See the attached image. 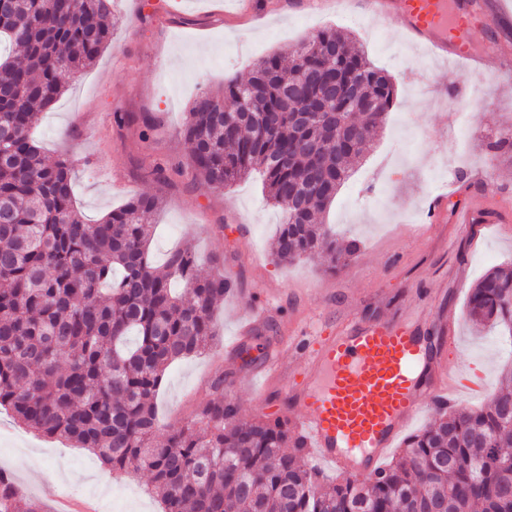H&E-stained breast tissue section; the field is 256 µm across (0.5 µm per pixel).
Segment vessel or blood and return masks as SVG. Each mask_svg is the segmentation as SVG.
<instances>
[{
  "mask_svg": "<svg viewBox=\"0 0 512 512\" xmlns=\"http://www.w3.org/2000/svg\"><path fill=\"white\" fill-rule=\"evenodd\" d=\"M368 19L392 21L433 55L483 76L512 67V0H360ZM483 29V47L448 38L451 26ZM291 349L302 361L283 388L300 413L298 431L321 462L356 477L375 475L424 403L455 402L447 370L416 320L348 321L329 336L300 331Z\"/></svg>",
  "mask_w": 512,
  "mask_h": 512,
  "instance_id": "1",
  "label": "vessel or blood"
}]
</instances>
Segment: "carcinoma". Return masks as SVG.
<instances>
[{
  "instance_id": "cac0c4a2",
  "label": "carcinoma",
  "mask_w": 512,
  "mask_h": 512,
  "mask_svg": "<svg viewBox=\"0 0 512 512\" xmlns=\"http://www.w3.org/2000/svg\"><path fill=\"white\" fill-rule=\"evenodd\" d=\"M112 0H15L0 19V407L26 427L96 454L110 469L146 472L162 512H512V367L479 409L439 410L374 476L341 484L306 456L288 418L242 417L224 392L164 442L154 399L167 369L217 336L214 305L233 281L198 273L194 250L152 265L148 223L160 206L140 195L89 223L75 205L72 168L31 135L39 114L100 55ZM396 98L393 79L361 46L327 27L224 79L192 104L182 131L190 165L213 188L254 172L283 219L274 258L326 255L331 270L360 244L341 242L323 214L370 147ZM309 118L301 121L299 115ZM488 149L512 160V129ZM182 282L177 294L172 283ZM467 316L512 328V274L493 270ZM20 496L0 476V512Z\"/></svg>"
}]
</instances>
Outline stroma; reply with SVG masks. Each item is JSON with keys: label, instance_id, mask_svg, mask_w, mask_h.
<instances>
[{"label": "stroma", "instance_id": "stroma-1", "mask_svg": "<svg viewBox=\"0 0 512 512\" xmlns=\"http://www.w3.org/2000/svg\"><path fill=\"white\" fill-rule=\"evenodd\" d=\"M289 0H118L121 20L95 63L40 116L36 139L48 158L68 159L77 206L97 221L129 198H161L149 245L163 264L192 242L202 273L210 256H224V273L242 298L274 300L275 316L257 334L248 358L225 349L239 332L240 309L225 298L214 311L218 336L211 352L173 364L156 400L164 439L212 396L215 372H224L245 418L286 416L280 378L266 355L293 362L284 341L297 329L326 333L350 320L401 321L420 312L439 357L463 383L460 406H483L512 363V336L498 327L476 331L466 315L469 294L494 266H512V161L492 157L488 144L512 129V71L490 79L483 94L466 89L462 63L433 57L396 27L350 12H292ZM332 26L355 37L370 59L398 79L395 104L375 145L355 168L325 216L362 252L328 272L324 261L276 262L272 240L282 221L252 176L221 191L196 178L186 164L182 128L193 100L225 78H248L254 64L290 49L304 36ZM136 122L117 127L113 115ZM151 118L141 137L140 118ZM181 165L170 182L154 179L159 165ZM487 169L498 191L483 199L473 172ZM452 186L441 222L421 221L434 190ZM480 203L488 219L457 224L458 207ZM452 348L441 345L444 335ZM0 470L27 500L57 512H160L146 490L145 473L115 472L84 448L37 433L0 408Z\"/></svg>", "mask_w": 512, "mask_h": 512}]
</instances>
